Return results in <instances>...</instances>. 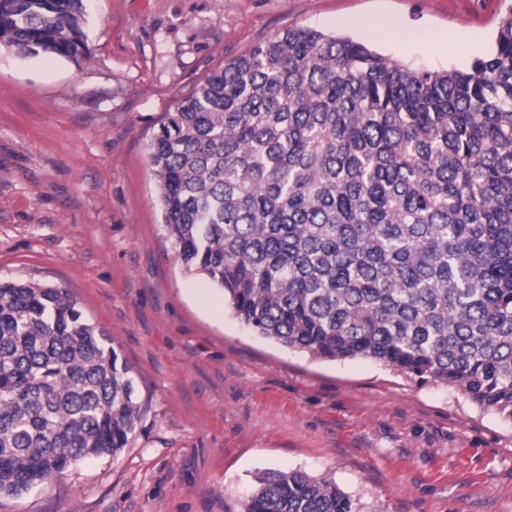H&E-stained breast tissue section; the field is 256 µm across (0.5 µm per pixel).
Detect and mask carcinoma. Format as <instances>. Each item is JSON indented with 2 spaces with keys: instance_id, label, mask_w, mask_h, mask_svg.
Segmentation results:
<instances>
[{
  "instance_id": "obj_1",
  "label": "carcinoma",
  "mask_w": 512,
  "mask_h": 512,
  "mask_svg": "<svg viewBox=\"0 0 512 512\" xmlns=\"http://www.w3.org/2000/svg\"><path fill=\"white\" fill-rule=\"evenodd\" d=\"M83 0H0V42L85 55ZM164 227L258 335L367 358L512 419V8L467 71H413L288 28L214 71L149 146ZM63 288L0 280V494L114 454L129 367ZM244 512H356L324 477Z\"/></svg>"
}]
</instances>
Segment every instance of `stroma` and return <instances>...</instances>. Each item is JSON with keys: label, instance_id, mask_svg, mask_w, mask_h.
<instances>
[{"label": "stroma", "instance_id": "stroma-1", "mask_svg": "<svg viewBox=\"0 0 512 512\" xmlns=\"http://www.w3.org/2000/svg\"><path fill=\"white\" fill-rule=\"evenodd\" d=\"M512 0H87L84 59L0 44V279L68 290L130 368L118 452L0 512H243L262 473L325 476L357 512H512V419L370 359L263 339L162 226L149 145L213 71L288 28L412 70L467 69ZM396 23L412 45L356 23Z\"/></svg>", "mask_w": 512, "mask_h": 512}]
</instances>
